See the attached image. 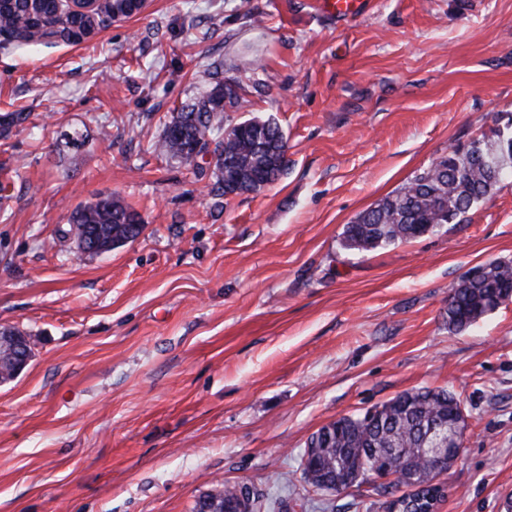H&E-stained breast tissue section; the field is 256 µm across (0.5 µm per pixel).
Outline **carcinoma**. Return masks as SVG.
I'll return each instance as SVG.
<instances>
[{
	"label": "carcinoma",
	"mask_w": 512,
	"mask_h": 512,
	"mask_svg": "<svg viewBox=\"0 0 512 512\" xmlns=\"http://www.w3.org/2000/svg\"><path fill=\"white\" fill-rule=\"evenodd\" d=\"M124 0L104 3L81 12L63 0H0V33L20 45L61 39L77 45L90 26L100 27L115 17H128ZM246 99L236 83L217 82L211 90L180 108L165 124L154 150L186 167L198 177L193 146L215 144L216 163L210 194L218 199L256 192L274 184L287 165V140L271 120L247 119L225 125L224 105L237 112ZM512 179V127H492L467 146H456L403 187L362 211L345 225L340 245L345 250L369 252L378 247L437 233L448 224H462L475 205ZM66 237L82 240L96 230L102 239L119 247L136 240L143 230L141 215L120 199L109 196L76 207L68 220ZM512 301V261L493 259L476 265L453 283L448 293L445 323L451 332H463L484 316ZM461 402L452 393L420 388L403 392L380 404L378 416H342L310 436L313 468H301L304 481L318 490L325 481L360 489L365 497H383L387 488L369 474L372 447L395 448L389 459L396 483L409 486L414 475L418 487L406 512H419L420 501L433 495L445 498L442 477L450 464L427 457L430 431L437 423L455 419ZM238 485L221 484L198 499L210 502L212 512H229Z\"/></svg>",
	"instance_id": "cac0c4a2"
}]
</instances>
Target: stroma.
Returning <instances> with one entry per match:
<instances>
[{"label": "stroma", "mask_w": 512, "mask_h": 512, "mask_svg": "<svg viewBox=\"0 0 512 512\" xmlns=\"http://www.w3.org/2000/svg\"><path fill=\"white\" fill-rule=\"evenodd\" d=\"M146 0L79 46L0 41V327L33 358L0 386V512H192L242 482L280 512H366L307 491L308 438L422 387L468 430L438 512L512 496V302L450 332L448 292L512 260V182L451 224L369 253L346 224L417 172L512 123V0ZM237 81L227 123L273 119L288 166L216 201L154 151L173 112ZM144 219L104 255L60 238L107 196ZM367 0H319L320 10L330 16L350 19L361 14Z\"/></svg>", "instance_id": "stroma-1"}]
</instances>
